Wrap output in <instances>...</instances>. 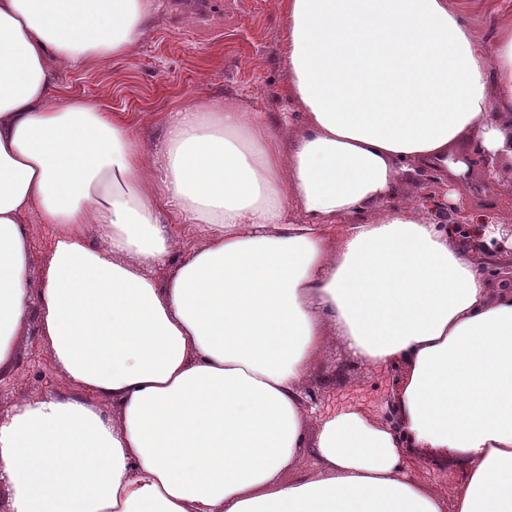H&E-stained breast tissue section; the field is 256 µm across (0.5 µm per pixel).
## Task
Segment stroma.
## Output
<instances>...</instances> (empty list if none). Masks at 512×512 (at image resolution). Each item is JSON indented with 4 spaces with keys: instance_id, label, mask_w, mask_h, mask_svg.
Instances as JSON below:
<instances>
[{
    "instance_id": "obj_1",
    "label": "stroma",
    "mask_w": 512,
    "mask_h": 512,
    "mask_svg": "<svg viewBox=\"0 0 512 512\" xmlns=\"http://www.w3.org/2000/svg\"><path fill=\"white\" fill-rule=\"evenodd\" d=\"M463 12L476 37L490 38L512 0H450ZM157 21L135 55L96 66L60 70L57 81L107 110L125 112L147 137H157L166 112L185 99L219 97L278 117L294 111L288 74L282 64L284 25L274 0H212L209 18L156 0ZM498 192L486 191L480 173L448 179L447 193L463 190L472 208L512 224V172L499 173ZM345 365L343 388L361 394L385 412L391 375L376 376L340 345L327 346L314 359L310 383L317 386ZM68 385L52 360L36 322H29L16 345L14 363L0 372V419L34 396L67 393Z\"/></svg>"
}]
</instances>
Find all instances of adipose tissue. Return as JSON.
<instances>
[{
  "label": "adipose tissue",
  "instance_id": "obj_1",
  "mask_svg": "<svg viewBox=\"0 0 512 512\" xmlns=\"http://www.w3.org/2000/svg\"><path fill=\"white\" fill-rule=\"evenodd\" d=\"M276 3L301 128L190 98L152 140L56 72L133 55L155 0H0V368L33 318L70 388L0 421L10 512H512V287L384 205L512 165V17L484 44L448 0ZM334 342L401 370L394 421L306 407ZM408 448L462 467L450 497ZM51 229L46 225H40L34 231L30 240V252L32 256V273L31 277L38 276L40 264L48 255L51 246Z\"/></svg>",
  "mask_w": 512,
  "mask_h": 512
}]
</instances>
